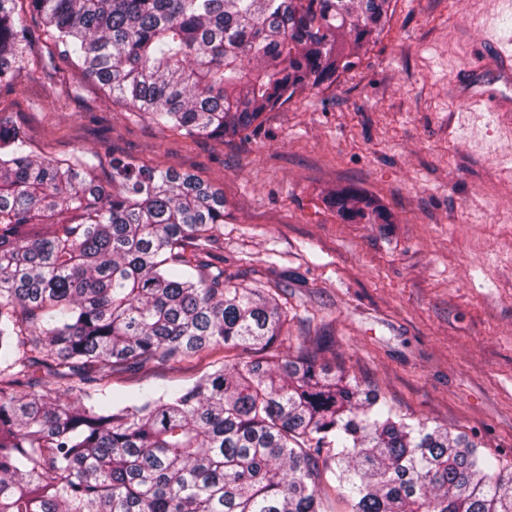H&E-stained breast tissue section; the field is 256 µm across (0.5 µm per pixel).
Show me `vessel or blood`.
I'll return each instance as SVG.
<instances>
[{
	"label": "vessel or blood",
	"instance_id": "vessel-or-blood-1",
	"mask_svg": "<svg viewBox=\"0 0 512 512\" xmlns=\"http://www.w3.org/2000/svg\"><path fill=\"white\" fill-rule=\"evenodd\" d=\"M458 97L483 105L486 111L512 113V53L499 49L484 54L457 81Z\"/></svg>",
	"mask_w": 512,
	"mask_h": 512
}]
</instances>
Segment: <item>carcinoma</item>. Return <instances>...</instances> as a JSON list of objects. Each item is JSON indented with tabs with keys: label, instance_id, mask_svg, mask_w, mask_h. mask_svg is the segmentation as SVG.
<instances>
[{
	"label": "carcinoma",
	"instance_id": "cac0c4a2",
	"mask_svg": "<svg viewBox=\"0 0 512 512\" xmlns=\"http://www.w3.org/2000/svg\"><path fill=\"white\" fill-rule=\"evenodd\" d=\"M0 0V85L28 41ZM390 0H28L59 60L154 123L234 136L352 66ZM0 116V512H512L467 436L410 423L311 358L277 349L278 293L211 271L224 194L84 154L36 158ZM327 203L389 223L371 196ZM241 350L192 385L111 400L112 374ZM42 372L55 387L39 390ZM77 394L78 401L66 399Z\"/></svg>",
	"mask_w": 512,
	"mask_h": 512
}]
</instances>
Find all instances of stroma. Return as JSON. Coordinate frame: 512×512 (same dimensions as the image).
Masks as SVG:
<instances>
[{
	"label": "stroma",
	"mask_w": 512,
	"mask_h": 512,
	"mask_svg": "<svg viewBox=\"0 0 512 512\" xmlns=\"http://www.w3.org/2000/svg\"><path fill=\"white\" fill-rule=\"evenodd\" d=\"M496 37L512 39V0H391L353 68L224 138L134 116L80 70H36L51 52L36 41L0 114L34 156L82 152L104 172L113 154L223 192L224 275L279 289L281 355L317 357L512 472V128L454 85ZM343 188L375 196L391 223L342 219L325 198ZM198 368L113 375L112 397L191 384Z\"/></svg>",
	"instance_id": "1"
}]
</instances>
